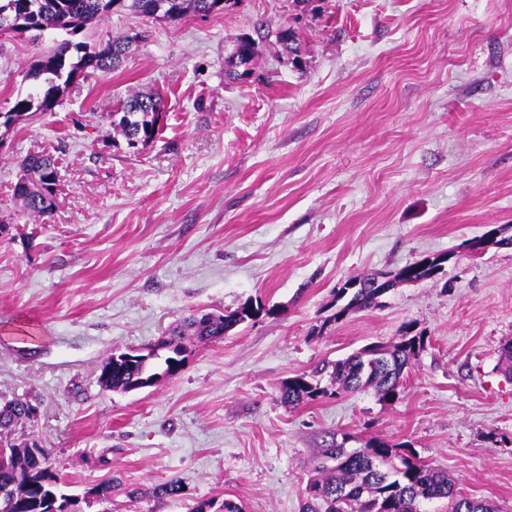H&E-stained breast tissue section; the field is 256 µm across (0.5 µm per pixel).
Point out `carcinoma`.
Listing matches in <instances>:
<instances>
[{
	"mask_svg": "<svg viewBox=\"0 0 512 512\" xmlns=\"http://www.w3.org/2000/svg\"><path fill=\"white\" fill-rule=\"evenodd\" d=\"M233 5V0H0V23H7L14 33H29L31 39L38 40L47 30L73 35L124 11L178 21L190 13H222ZM278 39L286 52L299 55L295 31L282 30ZM129 45L130 41L120 38L92 44L67 40L40 54L30 65L27 77L40 83L42 97H17L9 111L0 113L3 125L8 126L34 110L52 109L70 83L79 77L88 79L111 71ZM258 53V43L242 37L236 42L232 59L237 67L249 65ZM160 117L159 98L136 94L112 112V126L130 147H146L156 138ZM22 168L24 175L14 186L15 195L30 214H50L60 182L55 160L46 154L30 155L22 161ZM452 257L451 253L438 254L395 272L348 278L361 287L336 289L329 306L332 313L324 317L321 327L343 319L351 310L379 305V299L399 282L435 278ZM261 314L270 315L272 310L249 302L224 314L191 313L150 351L129 348L121 354L112 352L102 363L99 385L112 392L154 385L161 379L157 364L168 370L170 363L184 361L189 343L206 344L222 339L236 326ZM424 345L425 336L412 333L408 327L384 349L370 344L343 360L325 361L309 373L293 375L280 387L281 400L295 408L322 397L371 388L379 400L390 401L398 395L406 369ZM325 372L329 377L327 386L322 385L321 379ZM29 408L27 400H10L0 405V449H5L7 459L5 463L0 461V512H62L57 501L70 500L76 506L77 495L62 491L46 448L33 450L28 447L25 434L15 436L18 428L30 425ZM323 457L333 466L315 467L318 477L309 485L303 512H420L421 502L435 499L448 500V512H497L486 501L456 494L448 473L424 463L411 452L401 454L378 438H370L350 452L333 442L323 449Z\"/></svg>",
	"mask_w": 512,
	"mask_h": 512,
	"instance_id": "obj_1",
	"label": "carcinoma"
}]
</instances>
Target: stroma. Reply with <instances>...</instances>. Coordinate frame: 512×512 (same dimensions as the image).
<instances>
[{"label": "stroma", "mask_w": 512, "mask_h": 512, "mask_svg": "<svg viewBox=\"0 0 512 512\" xmlns=\"http://www.w3.org/2000/svg\"><path fill=\"white\" fill-rule=\"evenodd\" d=\"M300 39L299 57L277 40ZM137 36L121 66L79 79L48 112L0 125V403L39 409L33 431L68 493L113 478L83 512H301L331 442L371 437L443 469L459 495L512 512V0H238L178 21L129 12L79 33ZM259 44L241 78L239 36ZM0 35V112L65 40ZM159 94L157 139L132 148L111 112ZM48 153L52 214L28 215L20 162ZM453 252L435 280L322 334L339 282ZM247 301L273 315L192 347L156 385L102 390L115 349L156 344L193 310ZM426 345L398 394L290 408L281 384L325 360L396 341ZM180 481V498L158 485Z\"/></svg>", "instance_id": "35a3bbf8"}]
</instances>
